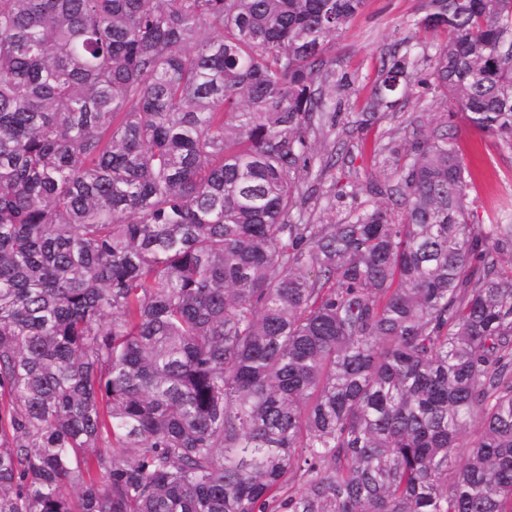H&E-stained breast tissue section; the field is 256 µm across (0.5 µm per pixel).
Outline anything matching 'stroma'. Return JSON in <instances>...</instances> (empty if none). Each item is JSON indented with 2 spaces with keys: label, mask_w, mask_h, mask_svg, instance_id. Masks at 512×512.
<instances>
[{
  "label": "stroma",
  "mask_w": 512,
  "mask_h": 512,
  "mask_svg": "<svg viewBox=\"0 0 512 512\" xmlns=\"http://www.w3.org/2000/svg\"><path fill=\"white\" fill-rule=\"evenodd\" d=\"M424 0H367L365 7L337 34L331 55L337 73L350 75V89L336 91L339 115L335 128L311 133L319 154L333 156L334 168L323 178L309 177L312 197L306 206L308 224H333L345 218L365 199L354 193V185L384 180L392 171V160L382 148L389 141L404 142L407 126L421 118L424 134L447 122L465 163L475 175L469 192L471 221L487 224L502 212L512 211V144L500 137L472 128L462 115H450L447 99L430 89L400 98L393 111L365 129H358V112L370 96L384 61L403 39L433 51L442 41L439 33H426L414 25Z\"/></svg>",
  "instance_id": "obj_1"
}]
</instances>
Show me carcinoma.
<instances>
[{"label": "carcinoma", "mask_w": 512, "mask_h": 512, "mask_svg": "<svg viewBox=\"0 0 512 512\" xmlns=\"http://www.w3.org/2000/svg\"><path fill=\"white\" fill-rule=\"evenodd\" d=\"M364 3L0 0V512H512V224L471 223L448 124L296 221ZM416 26L511 142L512 0Z\"/></svg>", "instance_id": "1"}]
</instances>
